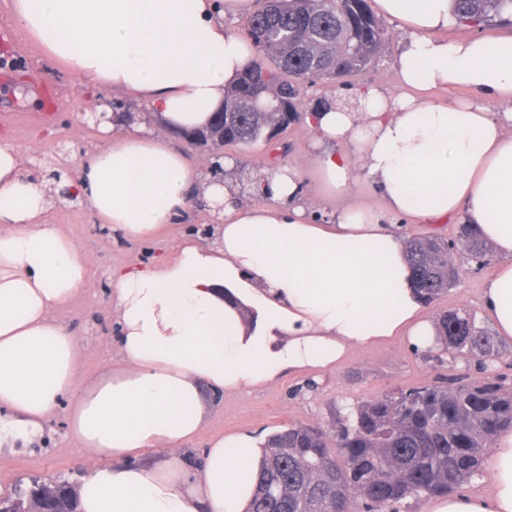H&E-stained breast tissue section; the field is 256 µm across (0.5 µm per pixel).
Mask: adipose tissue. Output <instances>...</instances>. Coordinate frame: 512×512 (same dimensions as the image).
Segmentation results:
<instances>
[{"label": "adipose tissue", "mask_w": 512, "mask_h": 512, "mask_svg": "<svg viewBox=\"0 0 512 512\" xmlns=\"http://www.w3.org/2000/svg\"><path fill=\"white\" fill-rule=\"evenodd\" d=\"M407 31L398 90L360 95L362 111L315 106L311 169L328 221L302 196L303 173L267 172L241 205L232 182L200 183L171 143L135 128L81 158L76 191L99 223L153 238L202 193L216 216L202 246L187 237L171 259L112 270L118 317L112 369L83 377L79 344L60 310L83 292L88 264L45 223L46 188L0 143V443L38 442L65 410L93 464L81 512H246L266 455L250 431L212 436L197 462L188 445L206 422L205 390L242 391L284 372L325 370L357 348L396 337L441 352L413 288L395 218L470 225L497 256L483 308L512 339V35L445 38L452 0H377ZM253 0H13L18 32L73 77L130 91L169 130L205 126L254 49L227 18ZM455 86L466 101H432ZM500 104L490 111L486 103ZM382 198L359 201L361 184ZM250 309L253 325L241 311ZM488 494L432 496L422 512H512V430L488 463Z\"/></svg>", "instance_id": "1"}]
</instances>
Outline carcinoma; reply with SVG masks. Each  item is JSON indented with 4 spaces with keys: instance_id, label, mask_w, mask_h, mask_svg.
Wrapping results in <instances>:
<instances>
[{
    "instance_id": "1",
    "label": "carcinoma",
    "mask_w": 512,
    "mask_h": 512,
    "mask_svg": "<svg viewBox=\"0 0 512 512\" xmlns=\"http://www.w3.org/2000/svg\"><path fill=\"white\" fill-rule=\"evenodd\" d=\"M461 23L512 25V0H453ZM241 34L255 58L224 95V136L202 129L207 143L243 148L269 142L306 120L304 86L353 76L370 67L385 33L367 0H263ZM464 259L491 260V249L459 225ZM416 288L427 303L448 291L460 267L448 243L414 238L406 246ZM444 343L483 360L499 345L475 317L446 312L437 319ZM512 428V390L495 382L455 379L393 392L339 420L336 447L326 434L298 425L269 436L268 454L248 512H378L407 499L459 489L482 472L494 438Z\"/></svg>"
}]
</instances>
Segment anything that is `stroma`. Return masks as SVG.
I'll return each mask as SVG.
<instances>
[{
    "mask_svg": "<svg viewBox=\"0 0 512 512\" xmlns=\"http://www.w3.org/2000/svg\"><path fill=\"white\" fill-rule=\"evenodd\" d=\"M12 0H0V139H8L22 155L28 156L23 174L48 175L62 169L65 176H77V158L104 146L105 138L97 124L85 118L86 109L123 103L137 126L154 136L173 140L194 167H207L209 154L187 146L173 137L141 98L122 91L82 82L71 77L59 64L46 59L41 47L23 38L16 30L11 12ZM386 33L384 48L374 65L331 87L322 83L306 88L302 109H310L328 97L351 98L362 88L375 85L393 91L397 88L396 65L405 37L398 20L379 16ZM311 135L306 125L290 126L273 142L241 153L235 146L224 149L225 157L235 159L233 183L243 204H253L249 183L266 172L270 157L309 171ZM47 223L71 236L80 253L89 261L86 289L75 297L59 316L79 340V371L91 374L105 369L117 357L110 338L118 330L110 299V272L119 266L151 265L173 256L186 233L215 223L210 208L192 203L182 221L170 225L149 240L125 238L121 232L96 222L79 200L56 198L46 216ZM492 266L463 265L459 278L448 293L429 308L431 316L444 311L475 315L486 320L482 288ZM499 357L482 364L466 353L449 350L441 356L413 353L406 341L394 338L351 351L348 359L328 371L289 373L261 388L241 392H205L207 423L193 441L205 448L212 435L249 430L269 435L293 425H307L335 433L338 416L361 403L384 394L421 387L462 377L470 382L498 381L512 387V341L501 340ZM65 411H58L46 425L42 442L29 448L0 453V487L12 490L15 484L31 486L61 476L79 483L85 473L81 449L68 435Z\"/></svg>",
    "mask_w": 512,
    "mask_h": 512,
    "instance_id": "stroma-1",
    "label": "stroma"
}]
</instances>
